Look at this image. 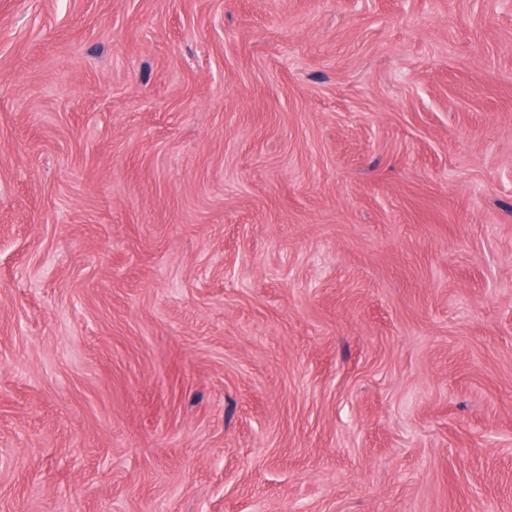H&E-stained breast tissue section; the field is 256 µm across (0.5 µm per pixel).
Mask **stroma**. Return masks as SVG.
<instances>
[{
    "instance_id": "35a3bbf8",
    "label": "stroma",
    "mask_w": 512,
    "mask_h": 512,
    "mask_svg": "<svg viewBox=\"0 0 512 512\" xmlns=\"http://www.w3.org/2000/svg\"><path fill=\"white\" fill-rule=\"evenodd\" d=\"M0 512H512V0H0Z\"/></svg>"
}]
</instances>
